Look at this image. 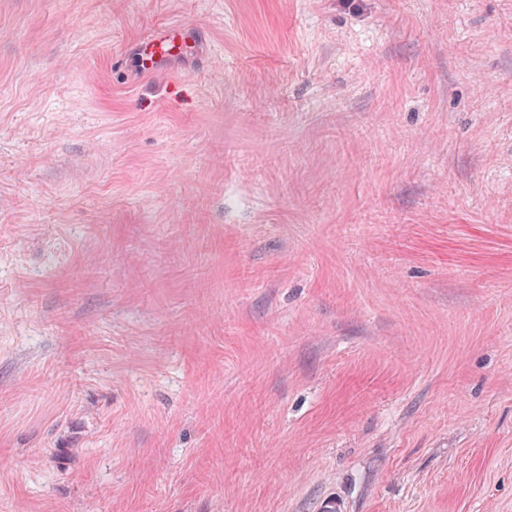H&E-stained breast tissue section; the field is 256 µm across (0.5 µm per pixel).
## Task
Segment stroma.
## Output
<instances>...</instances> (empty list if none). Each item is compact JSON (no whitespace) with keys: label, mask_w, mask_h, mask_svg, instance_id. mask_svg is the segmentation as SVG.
Listing matches in <instances>:
<instances>
[{"label":"stroma","mask_w":512,"mask_h":512,"mask_svg":"<svg viewBox=\"0 0 512 512\" xmlns=\"http://www.w3.org/2000/svg\"><path fill=\"white\" fill-rule=\"evenodd\" d=\"M334 505L512 512V0H0V512ZM187 38L181 29H163L152 34L147 42L136 44L133 52L141 57L146 69H156L177 61Z\"/></svg>","instance_id":"obj_1"}]
</instances>
